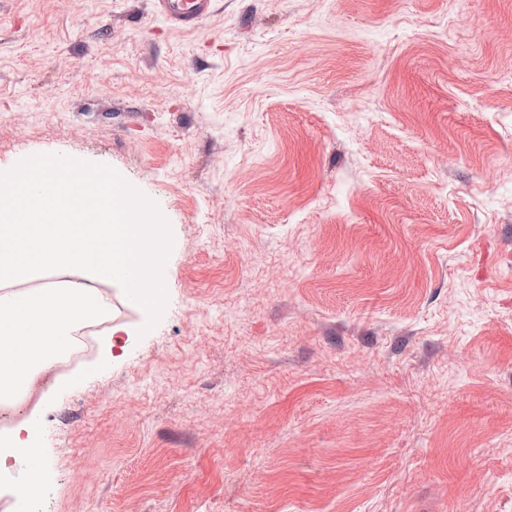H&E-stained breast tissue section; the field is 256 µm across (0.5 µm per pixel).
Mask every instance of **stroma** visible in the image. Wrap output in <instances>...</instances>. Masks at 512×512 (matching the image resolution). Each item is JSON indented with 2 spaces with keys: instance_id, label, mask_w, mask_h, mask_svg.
<instances>
[{
  "instance_id": "35a3bbf8",
  "label": "stroma",
  "mask_w": 512,
  "mask_h": 512,
  "mask_svg": "<svg viewBox=\"0 0 512 512\" xmlns=\"http://www.w3.org/2000/svg\"><path fill=\"white\" fill-rule=\"evenodd\" d=\"M113 167L167 301L44 374L40 512H512V0H0V172ZM213 0H158L159 12L181 28H194L212 12Z\"/></svg>"
}]
</instances>
